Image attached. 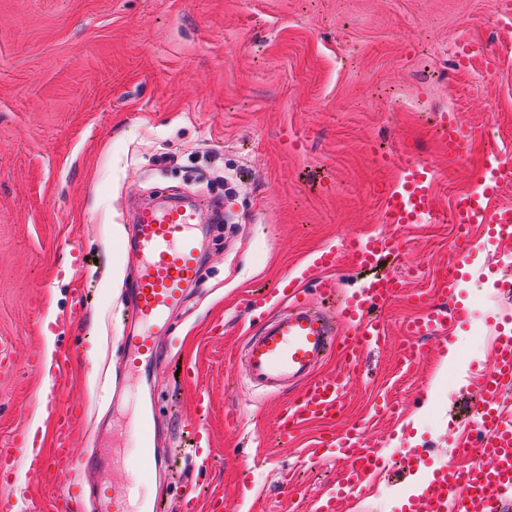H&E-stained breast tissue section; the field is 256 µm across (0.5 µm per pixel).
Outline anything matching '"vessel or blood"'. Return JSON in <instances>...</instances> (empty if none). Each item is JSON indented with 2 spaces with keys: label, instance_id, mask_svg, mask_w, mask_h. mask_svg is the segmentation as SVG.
I'll use <instances>...</instances> for the list:
<instances>
[{
  "label": "vessel or blood",
  "instance_id": "b4317fda",
  "mask_svg": "<svg viewBox=\"0 0 512 512\" xmlns=\"http://www.w3.org/2000/svg\"><path fill=\"white\" fill-rule=\"evenodd\" d=\"M439 129L440 151L449 161L469 158L472 134L458 114H442ZM391 161L399 170V179L394 188L383 193L384 223L402 228L433 217L432 167L415 160L406 149L393 154ZM483 169L485 174L493 172V179H486L484 174L478 177L474 191L456 196L449 221L491 226L488 244L512 242V205L498 201L503 178L512 174V156L487 155ZM221 220V211L213 209L211 199L201 196L188 204L169 199L133 202L129 221L134 226L130 244L134 259L127 280L129 318L135 332L121 340L127 376L153 378L158 337L168 330L169 316L183 304L187 289L203 277L197 230L200 225ZM396 247L394 237L380 235L349 246L348 255L352 264L365 267ZM338 265L335 251L322 250L294 275L280 277L276 287L263 296L264 302L275 304V313L257 325L238 350L236 362L253 391L289 396L276 420L277 437L284 443L302 425L332 421L341 413L363 351L385 341L389 331L383 312L404 288L402 277L388 275L343 298L336 308L311 301L309 284H317L326 297L338 291ZM414 298L421 311L403 328L402 358L408 364L420 357L424 340L447 335L449 324L455 321L447 306L427 293H415ZM491 344L493 370L474 380L480 401L473 417L481 433L480 460L434 470L413 497L408 512H512V421L506 419L501 407L502 389L512 384V333L494 331ZM72 358L69 351L57 354L45 399L51 410L53 448H35L25 434L14 435L7 447L0 448L1 470H10L23 460L35 472L61 476L78 461L71 440L81 423L82 409L61 402L62 378ZM331 362L336 365L332 371L327 368ZM294 387L299 393L293 397L289 391ZM156 427L152 413L136 422L131 457L119 459L113 449L96 448L81 460L85 472L93 477L97 512H159L161 497L146 498L133 476L137 468L158 472L167 468L168 451L157 447ZM312 451L345 460L343 482L350 488H362L382 466L357 423L341 437H319Z\"/></svg>",
  "mask_w": 512,
  "mask_h": 512
}]
</instances>
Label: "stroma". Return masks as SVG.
<instances>
[{"label": "stroma", "mask_w": 512, "mask_h": 512, "mask_svg": "<svg viewBox=\"0 0 512 512\" xmlns=\"http://www.w3.org/2000/svg\"><path fill=\"white\" fill-rule=\"evenodd\" d=\"M494 0H0V442L29 430L32 407L53 362L45 334L76 358L65 397L86 403L73 440L78 452L123 448L133 413L155 405L157 445L172 468L137 477L163 490L180 512L184 481L222 496L228 512H314L342 460L309 454L319 426L288 445L275 420L284 397L254 402L237 365L226 360L269 307L248 309L323 249L340 254L343 293L373 274L403 276L405 294L385 311L389 337L367 351L342 413L356 421L385 466L352 512H400L417 474L447 463L454 438L471 430L472 375L490 367L487 336L512 326V295L495 288L500 249L470 250L463 288L446 298L461 325L449 349L426 341L411 367L400 364L399 327L416 307L413 291L438 289L458 245L445 217L470 192L488 143L512 152V25L487 24ZM483 46L464 65L448 51ZM415 98V112L391 101ZM458 113L473 137L471 157L448 162L435 132L441 113ZM436 172V213L423 224L383 222L380 191L398 172L387 161L401 144ZM192 166L241 173L224 202L235 223L206 227L204 277L160 338L153 381L122 377L120 316L125 287L113 266L129 253L113 225L131 233V197L149 173L182 195ZM389 234L399 250L375 270H358L350 243ZM85 288L82 316L69 314ZM192 364L210 395L203 417L178 377ZM239 412L238 426L225 415ZM207 428L218 456L191 458V422ZM11 512H86L95 494L80 468L39 475L17 466Z\"/></svg>", "instance_id": "obj_1"}]
</instances>
